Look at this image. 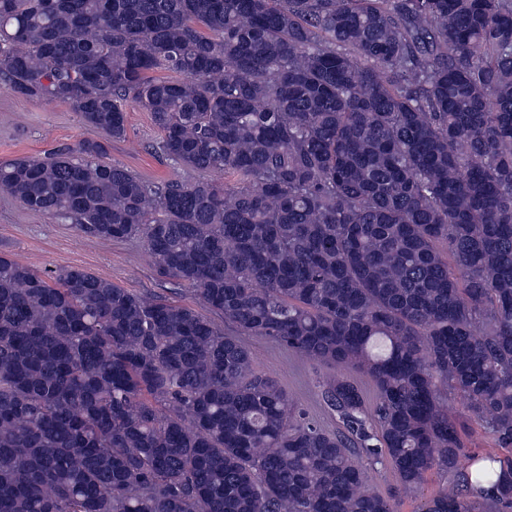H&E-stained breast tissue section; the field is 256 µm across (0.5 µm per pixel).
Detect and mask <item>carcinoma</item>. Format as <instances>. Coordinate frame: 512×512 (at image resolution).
<instances>
[{
  "label": "carcinoma",
  "instance_id": "cac0c4a2",
  "mask_svg": "<svg viewBox=\"0 0 512 512\" xmlns=\"http://www.w3.org/2000/svg\"><path fill=\"white\" fill-rule=\"evenodd\" d=\"M0 80L102 137L0 189L141 239L230 328L1 254L0 512H397L435 467L421 512L512 508V458L464 463L448 410L512 449V0H0ZM128 99L197 179L102 160ZM238 334L375 402L329 378L328 433ZM368 481L367 485L373 491H377L383 495H390L396 485L397 478L390 466L377 465V468H371L367 465ZM452 477L448 473L434 469L427 474L425 481L411 497L405 498L399 512H419V508L438 492L448 488Z\"/></svg>",
  "mask_w": 512,
  "mask_h": 512
}]
</instances>
